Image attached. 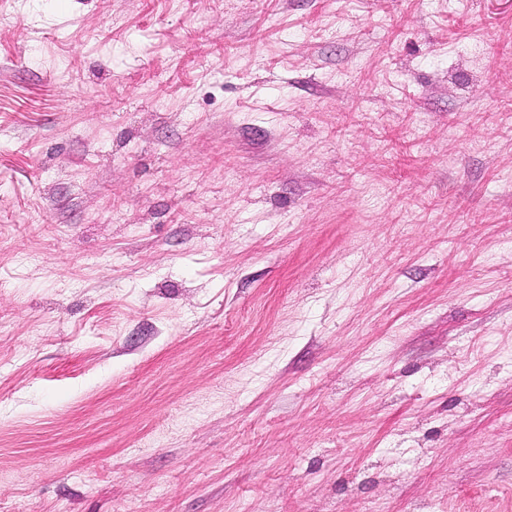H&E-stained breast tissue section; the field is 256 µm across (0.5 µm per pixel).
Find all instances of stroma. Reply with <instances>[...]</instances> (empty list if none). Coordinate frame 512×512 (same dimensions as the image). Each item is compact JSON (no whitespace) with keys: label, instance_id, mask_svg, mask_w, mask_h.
<instances>
[{"label":"stroma","instance_id":"35a3bbf8","mask_svg":"<svg viewBox=\"0 0 512 512\" xmlns=\"http://www.w3.org/2000/svg\"><path fill=\"white\" fill-rule=\"evenodd\" d=\"M0 512H512V0H0Z\"/></svg>","mask_w":512,"mask_h":512}]
</instances>
